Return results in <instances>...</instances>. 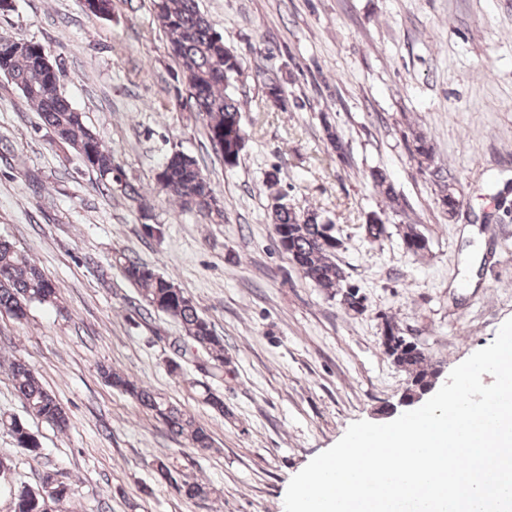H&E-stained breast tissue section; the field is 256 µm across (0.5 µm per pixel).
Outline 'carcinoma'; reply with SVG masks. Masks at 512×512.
Listing matches in <instances>:
<instances>
[{
    "instance_id": "cac0c4a2",
    "label": "carcinoma",
    "mask_w": 512,
    "mask_h": 512,
    "mask_svg": "<svg viewBox=\"0 0 512 512\" xmlns=\"http://www.w3.org/2000/svg\"><path fill=\"white\" fill-rule=\"evenodd\" d=\"M85 11L96 18L112 17V0H83ZM155 19L164 32L173 57L179 65L178 79L189 83L197 93L188 94L186 102L195 108L205 123L211 143L229 138L246 140L241 124V103L235 94L241 74L238 57L224 46V38L215 32L209 20L198 10L196 0H153ZM44 48L24 39L0 37V76L21 92L27 103L39 112L43 125L64 147L73 150L84 165L98 176V186L112 190V183L123 191L139 195L137 189L122 181V172L115 162L114 152L106 148L83 121V115L60 92V75H52L42 64ZM411 155L419 168L429 169L432 148L426 137L417 134L412 140ZM430 176L439 186L440 203L452 213L461 203L460 191L454 177L442 168L430 169ZM376 187L385 196L391 210L399 206L394 187L380 170L370 173ZM160 187L173 202L184 209L193 205L201 211L222 213L220 201L211 183L203 175L195 157L174 151L167 156L157 173ZM497 219H512V187L506 186L497 194ZM271 217L279 239H288V255L304 277L322 288L328 295L338 297L341 309L356 312L360 290L353 289L344 269L336 263L339 245L329 241L326 230L333 224H323L314 211L298 213L282 205L271 207ZM127 281L139 289L143 311L149 315L163 312L178 320L184 336L173 340L170 348L174 358L169 360L171 371L181 368L179 359L188 349L203 354L200 370L215 377H224L227 360L224 339L214 332L212 323L197 309L196 304L173 279L164 277L136 262L125 254L115 256ZM60 291L35 263L18 252L12 244L0 241V314L17 320L27 315L32 304L56 305ZM409 338L394 337L383 344L384 353L409 378V387L418 390L428 386L438 373L428 362L420 347L407 345ZM14 387L26 402L28 412L51 424L63 433L69 429L65 410L43 387L34 370L20 360L8 364ZM102 378L120 389L161 420L176 438L194 447L207 449L212 441L208 429L195 416L169 402L150 387L130 380L118 372L103 368ZM190 389H200L202 403L224 414V396L206 383L193 380ZM0 429L8 432L18 447L38 455L41 443L24 422L15 417L0 415ZM159 476L173 484L187 499L205 500L214 493L207 483L190 476L173 478L169 467L157 465ZM71 495V487L53 474L43 476L38 488L23 487L15 492V512H57L55 506Z\"/></svg>"
}]
</instances>
